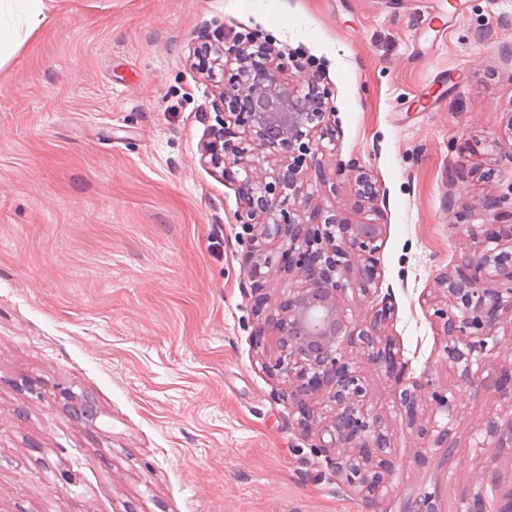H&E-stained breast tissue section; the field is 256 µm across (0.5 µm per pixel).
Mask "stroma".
Returning <instances> with one entry per match:
<instances>
[{"label":"stroma","instance_id":"35a3bbf8","mask_svg":"<svg viewBox=\"0 0 512 512\" xmlns=\"http://www.w3.org/2000/svg\"><path fill=\"white\" fill-rule=\"evenodd\" d=\"M446 21L432 26V17ZM317 82L335 138L308 187L323 215L370 219L338 166L385 194L372 299L407 374L452 399L455 450L407 423L399 389L348 348L390 440L391 483L344 485L298 421L261 313L289 289L281 243L246 270V156L203 162L215 92L195 47L244 34ZM512 113V0H55L0 64V512H469L512 489V439L480 450L512 404L442 362L437 273L463 224H507L499 129ZM93 406L94 416L74 410Z\"/></svg>","mask_w":512,"mask_h":512}]
</instances>
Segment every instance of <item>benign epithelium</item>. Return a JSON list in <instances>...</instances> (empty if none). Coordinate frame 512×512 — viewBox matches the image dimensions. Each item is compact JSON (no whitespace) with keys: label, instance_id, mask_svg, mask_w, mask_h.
Segmentation results:
<instances>
[{"label":"benign epithelium","instance_id":"1","mask_svg":"<svg viewBox=\"0 0 512 512\" xmlns=\"http://www.w3.org/2000/svg\"><path fill=\"white\" fill-rule=\"evenodd\" d=\"M236 61L232 83L224 86L216 70H224V41L205 43V74L218 94L217 127L202 157L227 171L242 164L248 150L232 140L228 118L246 131L253 151L280 158L276 180L251 176L246 185V209L240 223L253 228L249 240L248 272L255 276L270 243L289 241L288 274L301 286L291 288L283 302L281 316L269 321L277 336L280 364L295 382L292 395L302 402L323 391L334 406L331 421L317 431L312 447L335 451L333 465L347 485L366 497H376L384 487L382 470L388 439L382 419L368 408L369 390L359 371L347 357V349L357 343L367 359L400 389L399 401L409 422L422 416L419 395L421 385L406 378L395 343L382 340L381 328L394 314L390 301L383 300L369 321L356 324L349 320L345 301L348 295L368 296L377 278L374 254L380 249L385 225L375 219L348 223L331 215L320 223L307 224L300 212L309 207L307 172L290 161L295 151L312 154L314 168H321L319 154L323 146L316 134L328 129L330 113L327 97L316 88H296L281 78L287 69L285 58L274 47L252 36L231 50ZM339 176L353 181L362 201L372 205L381 189L373 176L353 164L337 167ZM463 246L455 263L437 274L440 289L447 293V308L436 311L444 320L446 336L444 363L471 382L483 369V354L491 343L498 344L495 329L503 316L512 323V224L497 233H484L474 225L461 226ZM494 388L508 395L512 403V362L500 364L495 371ZM436 409L447 422H432L420 427L421 435L440 448L454 451L451 420L455 407L446 396L434 395ZM501 428L497 421L484 423V448L496 447ZM329 440H324V435ZM512 512V492L508 507L494 508L477 491L470 512Z\"/></svg>","mask_w":512,"mask_h":512}]
</instances>
